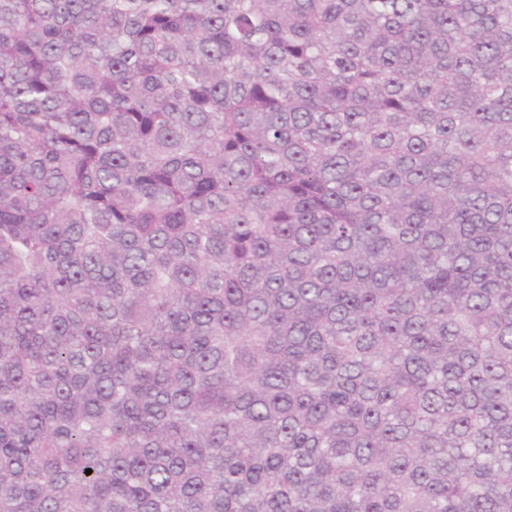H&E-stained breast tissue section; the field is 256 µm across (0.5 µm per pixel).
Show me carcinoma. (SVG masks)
<instances>
[{
	"mask_svg": "<svg viewBox=\"0 0 512 512\" xmlns=\"http://www.w3.org/2000/svg\"><path fill=\"white\" fill-rule=\"evenodd\" d=\"M0 512H512V0H0Z\"/></svg>",
	"mask_w": 512,
	"mask_h": 512,
	"instance_id": "1",
	"label": "carcinoma"
}]
</instances>
